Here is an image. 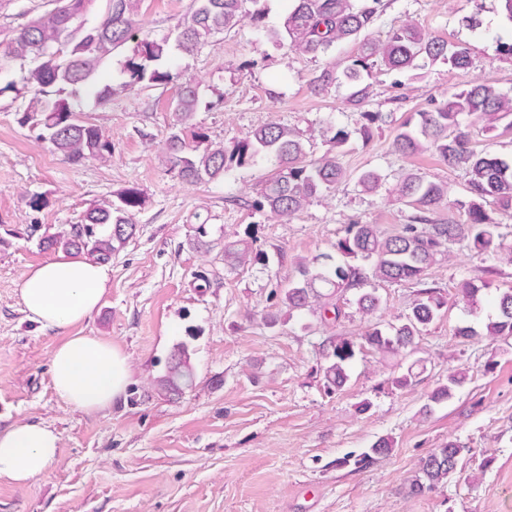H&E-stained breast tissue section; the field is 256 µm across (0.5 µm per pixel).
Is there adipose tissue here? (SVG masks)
Listing matches in <instances>:
<instances>
[{"label": "adipose tissue", "instance_id": "ef3b65f1", "mask_svg": "<svg viewBox=\"0 0 512 512\" xmlns=\"http://www.w3.org/2000/svg\"><path fill=\"white\" fill-rule=\"evenodd\" d=\"M108 269L104 264L60 255L31 267L20 287L27 317L46 329L64 330L99 307ZM55 393L68 405L99 411L124 396L130 379L127 356L111 342L76 335L57 347L50 364ZM60 438L49 427L25 422L0 429V477L24 483L56 459Z\"/></svg>", "mask_w": 512, "mask_h": 512}]
</instances>
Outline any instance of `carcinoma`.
<instances>
[{
    "label": "carcinoma",
    "mask_w": 512,
    "mask_h": 512,
    "mask_svg": "<svg viewBox=\"0 0 512 512\" xmlns=\"http://www.w3.org/2000/svg\"><path fill=\"white\" fill-rule=\"evenodd\" d=\"M54 8L35 17L0 41V75L20 71V81L0 85V95L13 92L28 95V102L17 112L18 124L50 144L68 163L80 165L87 160L105 161L112 157V141L101 128L82 116V103L97 106L112 99L115 88L167 85L178 78L177 56L191 54L211 36L237 27L249 18L258 35L289 50L313 58L326 54L339 43H354L358 53L346 65L342 75L326 67L311 80L313 90L325 91L339 78L355 87L349 102L360 108L369 98L364 74L380 62L389 70L415 68L439 59L455 69L469 66L467 51L430 36L422 29L406 25L389 32L383 41L367 37L366 31L380 17L383 0H288L282 26L266 25L267 0H192L189 15L175 35H143L137 20L139 0H107V14L99 22L90 20L96 0H52ZM120 61L118 86L100 84L103 65L124 49ZM200 104L198 85L183 83L174 105V123L166 141L163 162L187 183H212L224 180L231 171L255 166L262 159L273 169L259 180L252 207L276 218H287L301 211L316 197L331 193L345 173L336 153L329 151L311 158L310 141L300 131L284 124L271 123L255 128L232 145L212 143L193 123ZM474 116L483 122V131L494 138L499 130L512 129V96L495 86L472 84L435 104L433 109L417 113V121L406 120L396 129L393 145L403 155L424 150L437 153L448 165L464 171L471 199L463 223L437 224L428 214L447 202L448 186L426 181L415 173L401 178L394 193L416 207L412 223L394 234L383 235L373 224H351L336 242V252L344 258H360L365 266L347 262L323 265L317 269L299 263L300 278L282 289L281 303L288 313L309 311L332 313L331 320L342 316L339 305L343 294L370 278L423 283L427 269L448 245L467 239L480 253H491L512 264V247L504 244L499 224L484 208L490 198L502 212L512 211V166L478 152L472 146L470 125L464 118ZM506 125H501L503 120ZM383 116L379 112L359 113L358 127L349 131L328 125L333 147L340 148L356 133L367 142ZM117 201L105 199L91 204L82 223L63 235L46 236L39 247L53 253L64 252L99 263H108L136 236L138 225L133 215L145 204L142 190L127 186L116 193ZM224 261L232 266L265 265L266 253L239 239L224 245ZM487 283L479 277L463 281L461 295L471 304ZM359 310L374 314L379 297L371 292L356 299ZM445 301L436 289L420 290L406 322L387 330L369 327L360 342L340 338L329 341L325 369L329 386L342 389L348 381L347 368L356 349H369L379 355H399L415 343L416 336L440 314ZM496 319L485 325V335L496 339L512 337V289L496 301ZM467 380L462 370L448 374V381L430 395V402L450 401ZM195 381L188 347L175 344L167 358L165 372L156 380L169 399L180 397ZM388 438L378 439L369 451L360 454L354 464H365L373 457L390 453ZM465 453L456 442H448L420 461L418 474L409 490L414 495L433 491L453 475Z\"/></svg>",
    "instance_id": "cac0c4a2"
}]
</instances>
